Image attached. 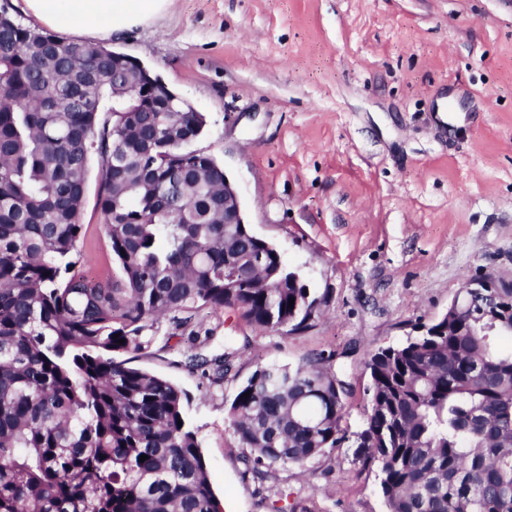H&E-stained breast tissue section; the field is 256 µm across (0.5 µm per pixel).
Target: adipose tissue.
<instances>
[{
	"mask_svg": "<svg viewBox=\"0 0 512 512\" xmlns=\"http://www.w3.org/2000/svg\"><path fill=\"white\" fill-rule=\"evenodd\" d=\"M27 12L52 29L79 38L108 40L149 24L170 0H24Z\"/></svg>",
	"mask_w": 512,
	"mask_h": 512,
	"instance_id": "adipose-tissue-1",
	"label": "adipose tissue"
}]
</instances>
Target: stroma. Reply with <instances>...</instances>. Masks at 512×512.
Here are the masks:
<instances>
[{"mask_svg": "<svg viewBox=\"0 0 512 512\" xmlns=\"http://www.w3.org/2000/svg\"><path fill=\"white\" fill-rule=\"evenodd\" d=\"M111 47L205 115L194 149L223 165L245 223L325 301L295 332L199 309L211 336L193 342L161 318L133 366L187 393L223 512H384L349 442L307 476L277 466L258 480L229 407L257 366L324 353L348 384L342 426L359 431L371 350L445 313L468 281L512 282V0H171ZM99 186L93 161L83 271L118 281ZM191 352L228 354L225 380L186 368Z\"/></svg>", "mask_w": 512, "mask_h": 512, "instance_id": "stroma-1", "label": "stroma"}]
</instances>
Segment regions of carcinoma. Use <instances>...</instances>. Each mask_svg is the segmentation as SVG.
I'll return each instance as SVG.
<instances>
[{"label":"carcinoma","instance_id":"cac0c4a2","mask_svg":"<svg viewBox=\"0 0 512 512\" xmlns=\"http://www.w3.org/2000/svg\"><path fill=\"white\" fill-rule=\"evenodd\" d=\"M137 82L105 45L0 12V512H222L187 394L129 355L158 317L179 329L201 306L265 330L320 312L276 247L224 223V168L189 148L203 113L168 97L108 105ZM93 157L120 283L77 270ZM483 293L460 289L368 354L353 444L386 512H512V285ZM185 366L228 373L225 356ZM347 393L321 354L257 367L229 410L248 469L302 473L339 447Z\"/></svg>","mask_w":512,"mask_h":512}]
</instances>
